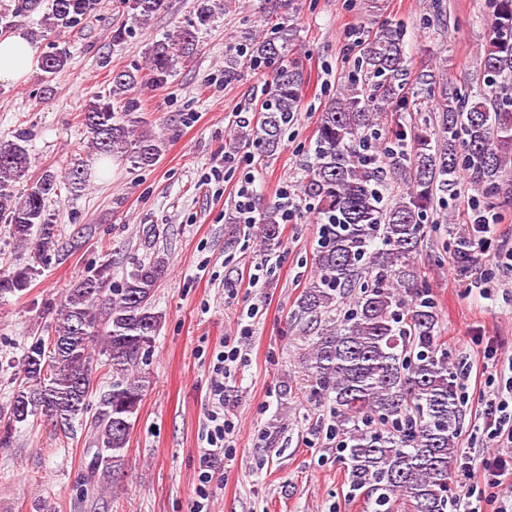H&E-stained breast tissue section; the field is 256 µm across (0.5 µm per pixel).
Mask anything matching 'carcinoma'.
Masks as SVG:
<instances>
[{
    "mask_svg": "<svg viewBox=\"0 0 512 512\" xmlns=\"http://www.w3.org/2000/svg\"><path fill=\"white\" fill-rule=\"evenodd\" d=\"M101 0H50L40 26L60 37L95 15ZM277 23L271 35L244 37L245 48L224 55L233 76L246 62L272 68L255 121L236 122L229 148L252 145L266 157L280 149L288 119L299 111L306 78L292 58L295 28L288 24L291 0H268ZM132 19L145 24L167 9V0H125ZM41 0H18L0 10V34L18 13H33ZM224 12V0H196L195 25L150 43L148 72L114 70L111 88L80 113L92 154L70 167L44 168L20 191L32 161L26 134L0 142V223L17 249L33 260L0 275V303L27 288L58 243V225L48 202L61 186L75 192L87 182L90 161L120 154L132 168L157 163L165 150L158 135L139 129L131 92L141 83H167L197 49V32ZM71 59L67 47L42 56L47 79ZM354 77L325 105L317 125L312 162L304 185L317 202L326 231L315 254L318 277L297 301L299 312L317 323L349 297L352 307L319 324L306 359L309 391L329 403L332 430L350 493L362 492L373 512H391L402 501L412 512H452L450 483L459 452L463 410L448 353L436 336L435 302L415 263L423 241L424 215L433 196L446 193L466 173L492 198L512 199V0H494L479 69L483 87L473 93L448 86L445 74L412 72L401 31L383 23L361 48ZM420 87L433 102L432 121L390 136L396 148L369 155L383 114L406 109V87ZM389 163L407 190L384 199L382 164ZM281 206L265 204L260 235L278 243ZM158 253L136 263L121 288L106 290L112 262L79 277L61 297L48 336L24 348L20 383L0 405V447H10L30 418L52 421L63 432L88 407L95 355L106 357L112 382L102 392L85 455L91 480L112 483L124 464L130 431L145 392L142 366L150 360L162 314L152 304L167 271ZM100 343L99 350L92 343Z\"/></svg>",
    "mask_w": 512,
    "mask_h": 512,
    "instance_id": "cac0c4a2",
    "label": "carcinoma"
}]
</instances>
